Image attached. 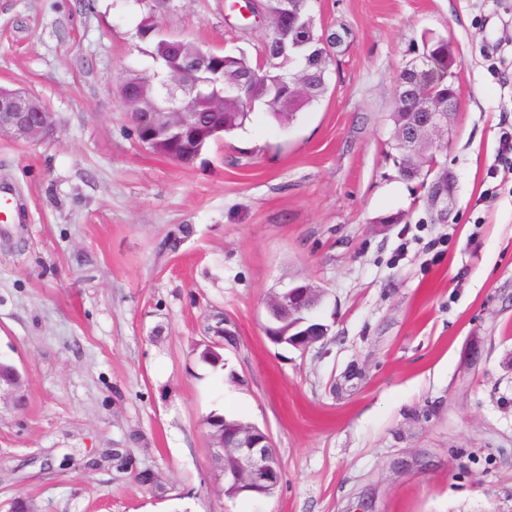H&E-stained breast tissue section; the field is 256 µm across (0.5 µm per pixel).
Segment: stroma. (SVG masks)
I'll return each instance as SVG.
<instances>
[{
	"label": "stroma",
	"instance_id": "1",
	"mask_svg": "<svg viewBox=\"0 0 512 512\" xmlns=\"http://www.w3.org/2000/svg\"><path fill=\"white\" fill-rule=\"evenodd\" d=\"M232 0H169L168 33L256 56ZM137 0H0V86L56 131L0 136V512H512V0H310L346 30L329 91L289 127L254 111L190 168L143 147L117 88L150 64ZM448 37L459 104L448 215L389 157L395 76ZM321 288L307 351L264 333L269 297ZM224 319L235 335L215 334ZM218 351L224 366L200 359ZM270 433L275 492L230 498L211 413ZM151 474L144 485L140 474Z\"/></svg>",
	"mask_w": 512,
	"mask_h": 512
}]
</instances>
